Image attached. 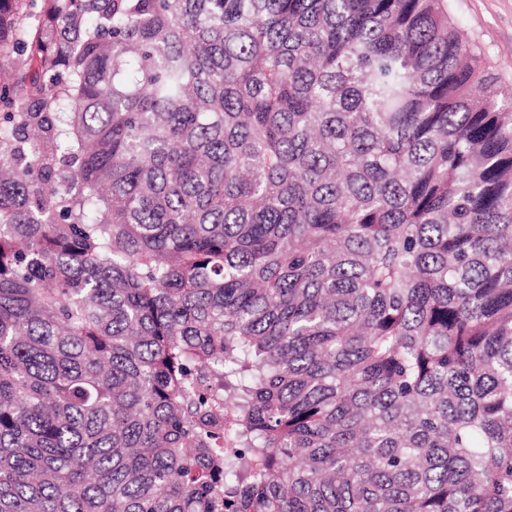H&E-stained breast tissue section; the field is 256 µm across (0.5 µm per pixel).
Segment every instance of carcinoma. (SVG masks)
I'll return each instance as SVG.
<instances>
[{
    "instance_id": "1",
    "label": "carcinoma",
    "mask_w": 512,
    "mask_h": 512,
    "mask_svg": "<svg viewBox=\"0 0 512 512\" xmlns=\"http://www.w3.org/2000/svg\"><path fill=\"white\" fill-rule=\"evenodd\" d=\"M0 512H512V96L447 0H0Z\"/></svg>"
}]
</instances>
